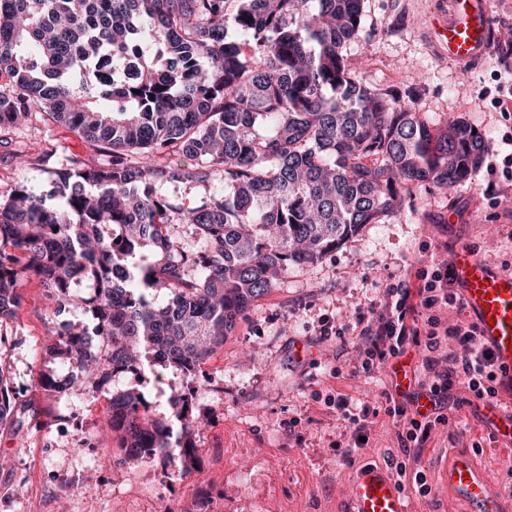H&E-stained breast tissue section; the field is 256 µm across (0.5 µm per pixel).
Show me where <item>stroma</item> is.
I'll use <instances>...</instances> for the list:
<instances>
[{
    "label": "stroma",
    "mask_w": 512,
    "mask_h": 512,
    "mask_svg": "<svg viewBox=\"0 0 512 512\" xmlns=\"http://www.w3.org/2000/svg\"><path fill=\"white\" fill-rule=\"evenodd\" d=\"M490 8L491 49L464 70L449 63L441 36L448 0H365L366 33L348 51L353 64L371 86L412 96L420 116H453L476 129L483 164L448 189L416 190L395 216L365 225L319 263L289 268L194 374L147 365L125 375L124 386L153 404L188 397L202 422V453L187 478L146 462L116 464L115 439L102 437L108 392H72L70 420L57 423V402L37 382L60 370L41 353L58 321L39 281L23 282L22 309L0 323V368L16 390L13 424L0 430V459L8 462L0 512H343L357 473L399 450L387 399L402 371H421L425 357L408 342L375 373L357 372V315L379 305L387 285L414 282L423 262L449 259L457 244L512 272V163L504 161L512 153V0H490ZM9 138L15 151L55 149L61 163L100 159L69 130L39 119ZM325 318L343 335H322ZM336 393L367 412L369 440L351 465L336 456L351 428L325 404ZM459 416V425L431 433L420 462L432 492L412 499V512H467L449 500L442 468L473 442L494 484L512 469V451L492 438L475 406Z\"/></svg>",
    "instance_id": "1"
}]
</instances>
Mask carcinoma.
Here are the masks:
<instances>
[{
	"label": "carcinoma",
	"instance_id": "cac0c4a2",
	"mask_svg": "<svg viewBox=\"0 0 512 512\" xmlns=\"http://www.w3.org/2000/svg\"><path fill=\"white\" fill-rule=\"evenodd\" d=\"M364 23V0H0V133L38 113L106 157L55 168L46 150L43 182L0 195V319L28 278L55 313L86 312L42 349L71 372L38 386L114 382L121 461L185 477L200 449L183 397L154 414L120 377L194 373L289 267L481 166L471 126L422 118L351 65ZM12 415L0 370V428Z\"/></svg>",
	"mask_w": 512,
	"mask_h": 512
}]
</instances>
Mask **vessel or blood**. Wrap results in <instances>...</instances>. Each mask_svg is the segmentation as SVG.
Listing matches in <instances>:
<instances>
[{
  "label": "vessel or blood",
  "instance_id": "vessel-or-blood-1",
  "mask_svg": "<svg viewBox=\"0 0 512 512\" xmlns=\"http://www.w3.org/2000/svg\"><path fill=\"white\" fill-rule=\"evenodd\" d=\"M446 38L448 59L462 66L479 61L493 40L489 0H451ZM451 279L464 311L476 325L491 352L499 382L512 392V273H503L467 246L451 257ZM500 443H512V405H486L481 416ZM443 484L452 500H461L470 512H504V498L494 491L489 473L467 454H451ZM346 512H411L406 489L397 485L388 469L369 466L353 479Z\"/></svg>",
  "mask_w": 512,
  "mask_h": 512
}]
</instances>
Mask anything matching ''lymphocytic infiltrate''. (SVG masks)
Listing matches in <instances>:
<instances>
[{
    "label": "lymphocytic infiltrate",
    "mask_w": 512,
    "mask_h": 512,
    "mask_svg": "<svg viewBox=\"0 0 512 512\" xmlns=\"http://www.w3.org/2000/svg\"><path fill=\"white\" fill-rule=\"evenodd\" d=\"M419 284L390 285L379 308L358 317L360 343L359 372L369 374L386 358L400 355L407 339L423 340L428 352L426 375L422 381L438 406L431 418L418 420L401 404H393L388 415L396 417L401 453L389 456L387 464L400 486L413 488L428 497L431 487L419 460L436 425L451 422L446 413L453 390L461 388L471 397L497 401L500 383L492 356L477 336L474 324L442 320L444 309L455 307L459 297L450 287V266L442 261L421 267Z\"/></svg>",
    "instance_id": "lymphocytic-infiltrate-1"
}]
</instances>
